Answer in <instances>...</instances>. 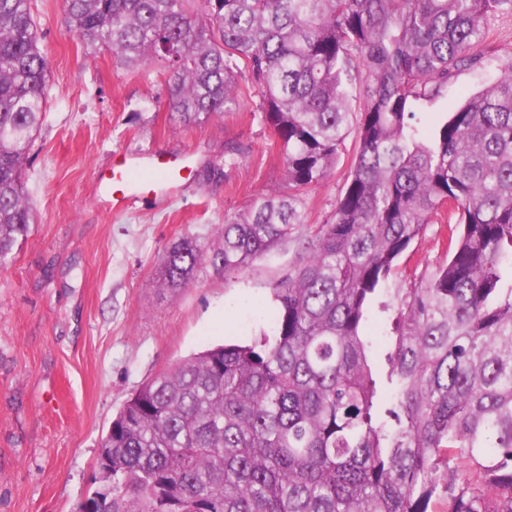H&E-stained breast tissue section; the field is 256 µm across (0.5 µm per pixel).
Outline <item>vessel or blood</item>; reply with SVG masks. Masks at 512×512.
I'll return each instance as SVG.
<instances>
[{
	"instance_id": "b4317fda",
	"label": "vessel or blood",
	"mask_w": 512,
	"mask_h": 512,
	"mask_svg": "<svg viewBox=\"0 0 512 512\" xmlns=\"http://www.w3.org/2000/svg\"><path fill=\"white\" fill-rule=\"evenodd\" d=\"M185 162V157L175 154L164 157L157 151L122 157L106 177L105 198L113 210H121L136 197L143 184L142 179L136 176L137 171L153 169L159 174L153 185L154 194L167 195L175 187Z\"/></svg>"
}]
</instances>
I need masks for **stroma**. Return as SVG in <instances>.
<instances>
[{"label": "stroma", "mask_w": 512, "mask_h": 512, "mask_svg": "<svg viewBox=\"0 0 512 512\" xmlns=\"http://www.w3.org/2000/svg\"><path fill=\"white\" fill-rule=\"evenodd\" d=\"M32 12L49 82L23 169L34 221L0 267V512H79L101 486V439L137 388L212 345L269 331L272 287L299 263L298 238L331 221L349 160L306 193V224L294 239L245 271L206 267L171 292L159 266L175 240L217 244L225 216L284 180L259 98L241 82L236 110L175 127L159 66L127 70L107 50H86L66 26L63 0H33ZM484 48L482 68L459 71L435 100V118L512 60V10L489 16ZM230 142L242 148L237 165L220 183L198 179L196 169L223 162ZM157 148L190 153L192 169L170 198L110 211L99 177L113 157ZM445 234V225H428L394 287L438 265Z\"/></svg>", "instance_id": "obj_1"}]
</instances>
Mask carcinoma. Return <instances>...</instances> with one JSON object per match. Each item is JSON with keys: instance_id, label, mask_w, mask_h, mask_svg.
I'll list each match as a JSON object with an SVG mask.
<instances>
[{"instance_id": "carcinoma-1", "label": "carcinoma", "mask_w": 512, "mask_h": 512, "mask_svg": "<svg viewBox=\"0 0 512 512\" xmlns=\"http://www.w3.org/2000/svg\"><path fill=\"white\" fill-rule=\"evenodd\" d=\"M32 0H0V265L27 238L22 170L48 70ZM512 0H64L68 29L124 68L161 65L176 127L258 89L282 184L186 235L161 285L249 268L306 222L354 137L332 222L272 288V332L184 358L112 419L81 512H512V63L445 120L428 104L480 68ZM358 101L352 109L351 101ZM445 260L390 288L436 219ZM397 300L388 371L363 333Z\"/></svg>"}]
</instances>
